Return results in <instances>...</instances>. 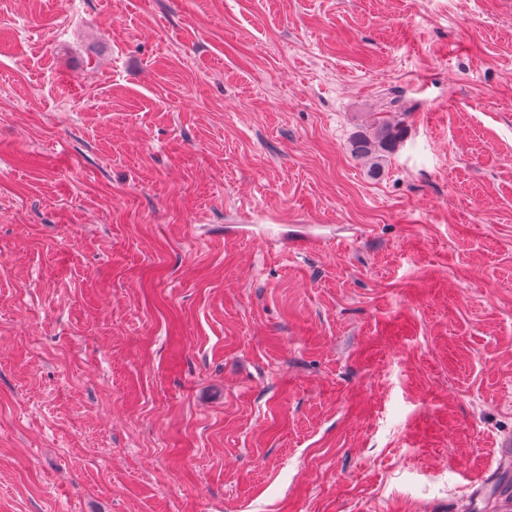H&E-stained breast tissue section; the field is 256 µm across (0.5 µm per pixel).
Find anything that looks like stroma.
Instances as JSON below:
<instances>
[{
	"mask_svg": "<svg viewBox=\"0 0 512 512\" xmlns=\"http://www.w3.org/2000/svg\"><path fill=\"white\" fill-rule=\"evenodd\" d=\"M507 434L512 0H0V512H491ZM405 136L401 121H392L386 117L375 120L370 129L358 135L352 142V153L368 161L373 166L380 165L391 154Z\"/></svg>",
	"mask_w": 512,
	"mask_h": 512,
	"instance_id": "1",
	"label": "stroma"
}]
</instances>
